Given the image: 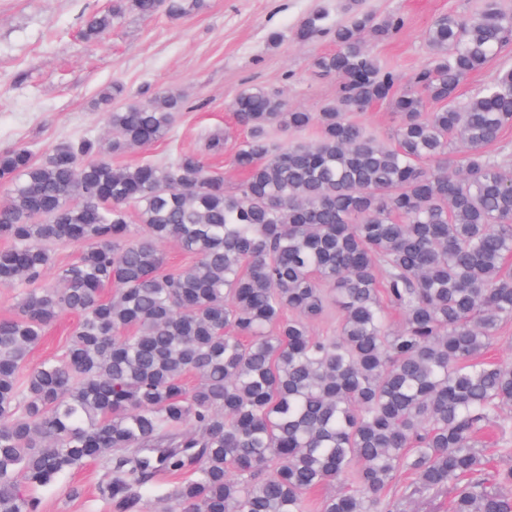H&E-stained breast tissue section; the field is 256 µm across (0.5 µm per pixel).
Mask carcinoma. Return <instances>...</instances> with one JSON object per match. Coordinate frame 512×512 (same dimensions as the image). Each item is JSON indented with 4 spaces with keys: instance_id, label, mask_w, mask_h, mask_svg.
<instances>
[{
    "instance_id": "1",
    "label": "carcinoma",
    "mask_w": 512,
    "mask_h": 512,
    "mask_svg": "<svg viewBox=\"0 0 512 512\" xmlns=\"http://www.w3.org/2000/svg\"><path fill=\"white\" fill-rule=\"evenodd\" d=\"M199 4L112 0L82 35ZM348 10L313 60L340 79L336 105L260 88L233 102L247 137L232 192L192 153L119 167L89 138L42 161L0 152V286L29 285L0 319V512H38L35 489L87 462L108 512H308L328 486L319 512H398L400 471L410 496L450 493V512H512V469L483 448L493 431L512 454V364L482 357L512 321V172L485 151L512 124V69L458 102L512 40V13L485 0L436 18L417 94L370 47L401 19ZM375 102L398 118L391 146L359 120ZM179 108L113 109L112 152L164 138ZM311 128L313 143L276 141ZM166 242L187 270L162 271ZM55 243L81 252L43 283ZM333 305L336 331L315 335ZM64 312L79 322L62 357L29 366Z\"/></svg>"
}]
</instances>
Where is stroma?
<instances>
[{
	"instance_id": "obj_1",
	"label": "stroma",
	"mask_w": 512,
	"mask_h": 512,
	"mask_svg": "<svg viewBox=\"0 0 512 512\" xmlns=\"http://www.w3.org/2000/svg\"><path fill=\"white\" fill-rule=\"evenodd\" d=\"M111 3L0 0V151L24 146L40 160L61 144L84 138L104 143L111 108L171 94L180 96L182 107L169 134L113 155V164H166L193 153L232 188L242 176L231 154L245 131L231 105L242 90L264 89L307 112L336 101L338 79L314 72L312 61L335 50L334 30L347 18L346 0H205L180 19L129 14L97 42L84 40L85 20ZM361 6L402 18L399 33L374 51L407 78L429 63L433 21L449 13L474 15L482 0H362ZM316 12L323 16L318 32L297 42L296 29ZM273 32L280 34L279 44L269 43ZM115 85L120 94L102 103L103 92ZM214 134L226 137L223 154L207 148ZM101 478L92 462L66 474L40 492L41 512H107L96 493ZM72 486L80 488L79 497H68Z\"/></svg>"
}]
</instances>
